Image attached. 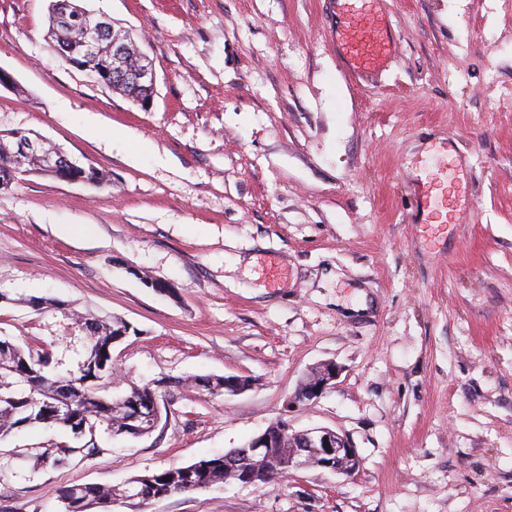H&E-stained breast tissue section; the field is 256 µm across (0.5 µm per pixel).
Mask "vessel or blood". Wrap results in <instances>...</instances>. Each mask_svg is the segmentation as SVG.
Masks as SVG:
<instances>
[{"instance_id": "obj_1", "label": "vessel or blood", "mask_w": 512, "mask_h": 512, "mask_svg": "<svg viewBox=\"0 0 512 512\" xmlns=\"http://www.w3.org/2000/svg\"><path fill=\"white\" fill-rule=\"evenodd\" d=\"M340 24L336 34L353 68H383L392 54V44L383 35L379 0H336Z\"/></svg>"}]
</instances>
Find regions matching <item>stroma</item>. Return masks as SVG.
I'll return each mask as SVG.
<instances>
[{
  "instance_id": "obj_1",
  "label": "stroma",
  "mask_w": 512,
  "mask_h": 512,
  "mask_svg": "<svg viewBox=\"0 0 512 512\" xmlns=\"http://www.w3.org/2000/svg\"><path fill=\"white\" fill-rule=\"evenodd\" d=\"M50 2L0 0V131L105 182L0 190V338L64 375L83 316L124 321L108 392L148 385L166 411L141 438L97 429L96 454L54 469L28 453L68 431H15L0 512H61L60 488L221 455L279 420L346 435L360 471L143 512H512V0H385L396 55L360 75L334 0H82L150 59L146 109L62 65ZM440 172L447 218L429 223L420 184ZM328 362L333 387L298 400ZM208 375L251 386L185 385Z\"/></svg>"
}]
</instances>
